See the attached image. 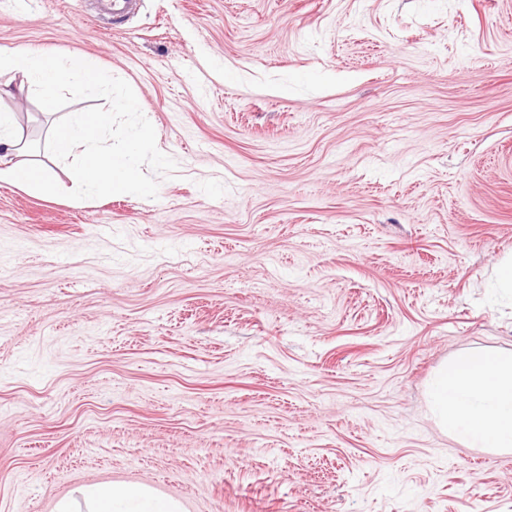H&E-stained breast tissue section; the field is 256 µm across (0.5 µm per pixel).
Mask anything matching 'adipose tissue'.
<instances>
[{"mask_svg":"<svg viewBox=\"0 0 512 512\" xmlns=\"http://www.w3.org/2000/svg\"><path fill=\"white\" fill-rule=\"evenodd\" d=\"M0 99L37 88L44 110H51L61 81L97 85L94 61L61 58L47 51L21 49L0 57ZM0 181L19 184L37 193L54 191L46 167L25 158L12 112L0 113ZM440 423L476 448L512 450V357L474 353L444 367L432 386ZM88 512H182L180 503L156 495L144 486L94 484L84 490Z\"/></svg>","mask_w":512,"mask_h":512,"instance_id":"1","label":"adipose tissue"}]
</instances>
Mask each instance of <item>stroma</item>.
<instances>
[{
	"instance_id": "obj_1",
	"label": "stroma",
	"mask_w": 512,
	"mask_h": 512,
	"mask_svg": "<svg viewBox=\"0 0 512 512\" xmlns=\"http://www.w3.org/2000/svg\"><path fill=\"white\" fill-rule=\"evenodd\" d=\"M0 0L176 160L157 198L0 183V512H512L430 384L512 356V0ZM88 512H182L180 503L144 486L94 484L84 489Z\"/></svg>"
}]
</instances>
